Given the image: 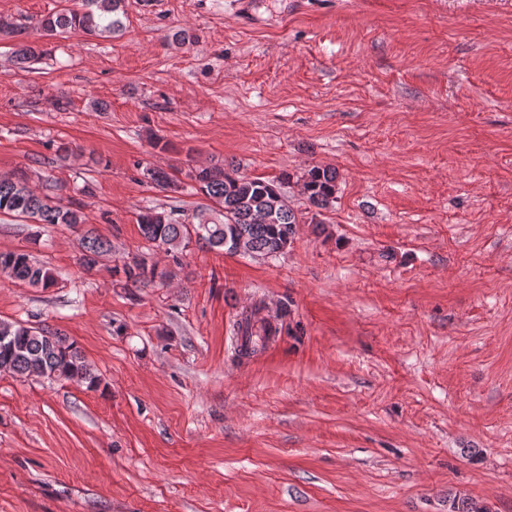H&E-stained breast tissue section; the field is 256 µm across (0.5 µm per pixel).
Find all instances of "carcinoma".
<instances>
[{
	"instance_id": "1",
	"label": "carcinoma",
	"mask_w": 512,
	"mask_h": 512,
	"mask_svg": "<svg viewBox=\"0 0 512 512\" xmlns=\"http://www.w3.org/2000/svg\"><path fill=\"white\" fill-rule=\"evenodd\" d=\"M123 0H84L83 9L48 15L38 20L37 27L46 35L58 30L73 29L86 34H112L122 28L118 12ZM156 186L167 189L177 186L168 173L158 169L144 172ZM198 191L224 209V221L216 224L205 216L198 223L181 222L165 212L146 209L139 213L142 237L157 246L188 245L191 239L213 248L233 253V242L242 239L251 254L275 258L291 244L296 234L297 216L288 206L281 186L291 180L285 173L275 179L240 176L222 166L204 167L192 174ZM303 191L308 203L320 210L329 208L336 200V170L313 166L302 175ZM0 214H13L33 224L85 223L81 205L61 206L47 195L35 192L21 178L0 175ZM109 249L107 241L90 233L81 239L80 265L90 270L98 258ZM7 274L32 287L54 285L53 271L38 265L25 253H0V265ZM126 281L145 288L167 277L157 266L135 259L123 267ZM275 333L271 321L264 319L255 328L245 322L244 349L253 340L264 342ZM24 376L58 381L64 375L89 388L99 385L98 376L74 344H67L58 333L48 328L37 330L18 322L0 321V367Z\"/></svg>"
}]
</instances>
